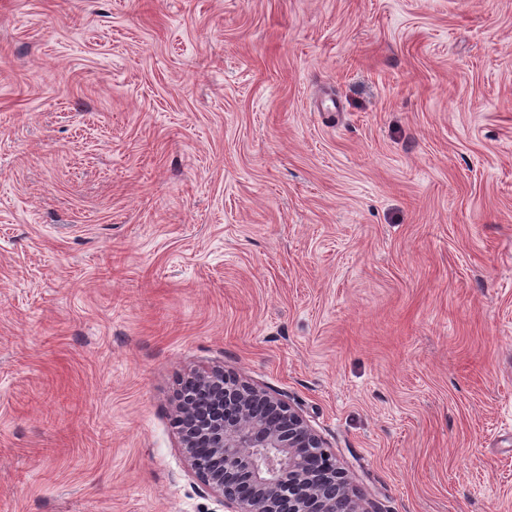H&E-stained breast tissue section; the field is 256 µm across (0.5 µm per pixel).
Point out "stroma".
I'll use <instances>...</instances> for the list:
<instances>
[{
	"label": "stroma",
	"instance_id": "35a3bbf8",
	"mask_svg": "<svg viewBox=\"0 0 512 512\" xmlns=\"http://www.w3.org/2000/svg\"><path fill=\"white\" fill-rule=\"evenodd\" d=\"M213 366L512 512V0H0V512H227Z\"/></svg>",
	"mask_w": 512,
	"mask_h": 512
}]
</instances>
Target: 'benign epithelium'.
Listing matches in <instances>:
<instances>
[{"label":"benign epithelium","mask_w":512,"mask_h":512,"mask_svg":"<svg viewBox=\"0 0 512 512\" xmlns=\"http://www.w3.org/2000/svg\"><path fill=\"white\" fill-rule=\"evenodd\" d=\"M174 413L188 466L230 512H365L324 440L276 394L194 370Z\"/></svg>","instance_id":"obj_1"}]
</instances>
